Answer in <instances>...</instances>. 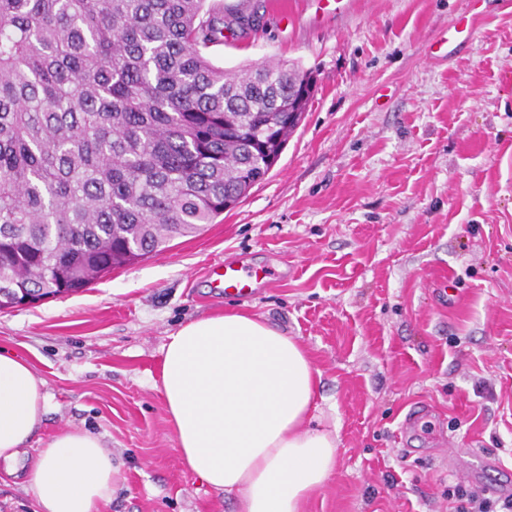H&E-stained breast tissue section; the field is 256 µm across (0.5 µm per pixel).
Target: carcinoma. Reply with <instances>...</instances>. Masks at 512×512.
<instances>
[{
  "mask_svg": "<svg viewBox=\"0 0 512 512\" xmlns=\"http://www.w3.org/2000/svg\"><path fill=\"white\" fill-rule=\"evenodd\" d=\"M208 0H0V308L196 236L272 169L309 73L214 65Z\"/></svg>",
  "mask_w": 512,
  "mask_h": 512,
  "instance_id": "1",
  "label": "carcinoma"
}]
</instances>
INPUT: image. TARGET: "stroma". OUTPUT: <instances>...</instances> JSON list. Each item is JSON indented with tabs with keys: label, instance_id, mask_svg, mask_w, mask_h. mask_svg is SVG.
I'll return each mask as SVG.
<instances>
[{
	"label": "stroma",
	"instance_id": "1",
	"mask_svg": "<svg viewBox=\"0 0 512 512\" xmlns=\"http://www.w3.org/2000/svg\"><path fill=\"white\" fill-rule=\"evenodd\" d=\"M256 14L213 63L267 58L312 73L314 98L247 198L196 237L83 290L0 310V352L49 395L30 445L65 428L101 436L123 469L100 512H234L181 464L159 384L181 326L228 309L293 336L322 373L315 422L336 473L302 512H448L456 476L427 452L440 426L466 462L512 485V0H483L471 40L435 41L472 0H217ZM239 255L287 269L242 301L200 272ZM428 414L404 435L408 414Z\"/></svg>",
	"mask_w": 512,
	"mask_h": 512
}]
</instances>
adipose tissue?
Here are the masks:
<instances>
[{"mask_svg":"<svg viewBox=\"0 0 512 512\" xmlns=\"http://www.w3.org/2000/svg\"><path fill=\"white\" fill-rule=\"evenodd\" d=\"M161 393L185 469L235 494V512H300L336 470L333 432L308 428L321 373L261 317L229 311L171 333ZM48 395L30 363L0 354V468L24 474L36 512H100L122 482L100 437L63 430L32 466L22 453Z\"/></svg>","mask_w":512,"mask_h":512,"instance_id":"obj_1","label":"adipose tissue"}]
</instances>
